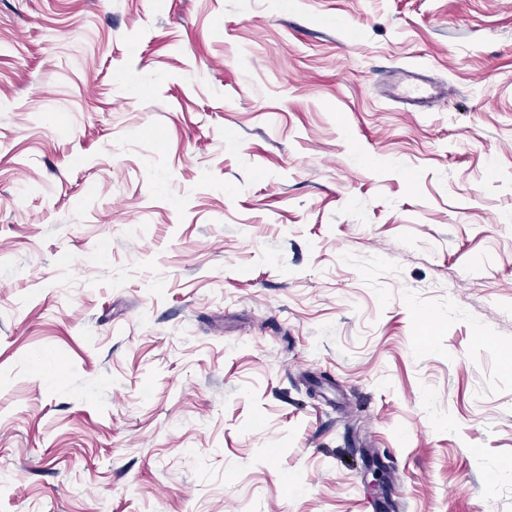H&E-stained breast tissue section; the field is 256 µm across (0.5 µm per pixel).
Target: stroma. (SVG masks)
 Returning a JSON list of instances; mask_svg holds the SVG:
<instances>
[{"instance_id": "35a3bbf8", "label": "stroma", "mask_w": 512, "mask_h": 512, "mask_svg": "<svg viewBox=\"0 0 512 512\" xmlns=\"http://www.w3.org/2000/svg\"><path fill=\"white\" fill-rule=\"evenodd\" d=\"M510 306L512 0H0V512H512Z\"/></svg>"}]
</instances>
